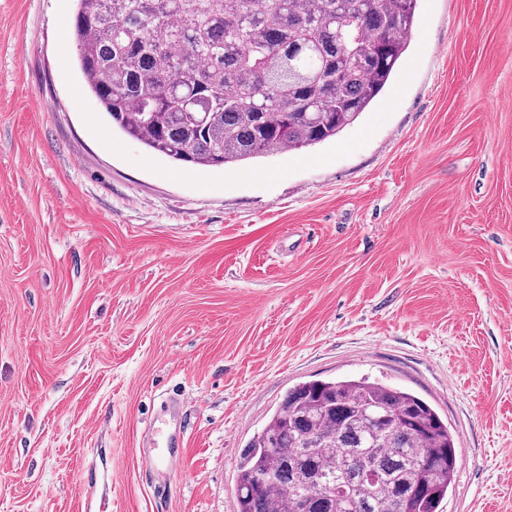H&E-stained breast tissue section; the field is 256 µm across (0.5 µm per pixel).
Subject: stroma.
Returning a JSON list of instances; mask_svg holds the SVG:
<instances>
[{
    "label": "stroma",
    "mask_w": 512,
    "mask_h": 512,
    "mask_svg": "<svg viewBox=\"0 0 512 512\" xmlns=\"http://www.w3.org/2000/svg\"><path fill=\"white\" fill-rule=\"evenodd\" d=\"M74 11L0 0V512H237L287 390L362 376L447 418L441 512H512V0H418L352 125L194 169L112 128ZM169 417L170 418L168 420H163L160 422L155 429V434L157 436L155 446L161 445L162 448H167L168 453L166 461L163 465H159L157 458H155L154 464L157 467L166 466L174 460L175 451L173 449L178 448L179 445L183 443L184 439V426H182V424L177 426V423L172 422L175 420L174 407H172Z\"/></svg>",
    "instance_id": "35a3bbf8"
}]
</instances>
